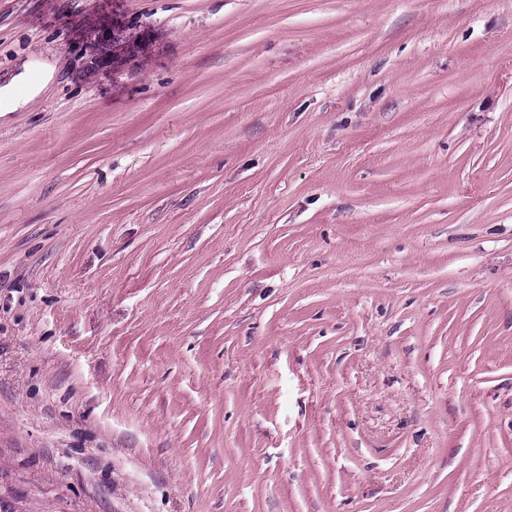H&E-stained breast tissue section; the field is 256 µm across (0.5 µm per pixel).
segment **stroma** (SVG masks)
Wrapping results in <instances>:
<instances>
[{
    "mask_svg": "<svg viewBox=\"0 0 512 512\" xmlns=\"http://www.w3.org/2000/svg\"><path fill=\"white\" fill-rule=\"evenodd\" d=\"M0 512H512V0H0ZM11 81L0 86V116L26 107L43 92L53 77L54 69L49 65L33 71L28 63Z\"/></svg>",
    "mask_w": 512,
    "mask_h": 512,
    "instance_id": "stroma-1",
    "label": "stroma"
}]
</instances>
